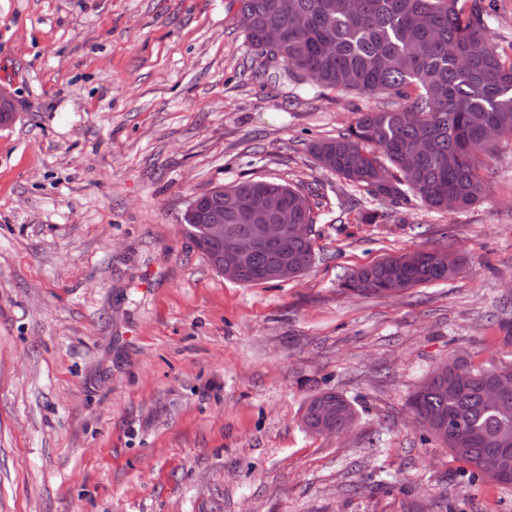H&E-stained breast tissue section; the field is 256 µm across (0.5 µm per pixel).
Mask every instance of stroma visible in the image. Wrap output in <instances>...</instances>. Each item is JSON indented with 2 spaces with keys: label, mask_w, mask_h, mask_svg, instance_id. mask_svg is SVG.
<instances>
[{
  "label": "stroma",
  "mask_w": 512,
  "mask_h": 512,
  "mask_svg": "<svg viewBox=\"0 0 512 512\" xmlns=\"http://www.w3.org/2000/svg\"><path fill=\"white\" fill-rule=\"evenodd\" d=\"M0 512H512L423 441L408 399L454 356L512 360V144L484 198L367 224L309 145L386 99L250 51L230 0H0ZM322 186L316 261L224 278L182 232L243 178ZM420 248L455 278L396 297L343 275ZM331 388L358 412L321 437ZM322 401H327L329 405H336V409L339 408V413L334 422L335 429L330 426L332 412L329 409L324 410L326 420L322 421L318 415L317 405ZM356 420L357 412L351 402L334 390L321 391L311 396L306 402L302 417L304 427L311 433L322 423V433L319 436H335L336 433H342L345 429L349 430V424L354 425ZM325 421L328 422L326 425L324 424Z\"/></svg>",
  "instance_id": "obj_1"
}]
</instances>
